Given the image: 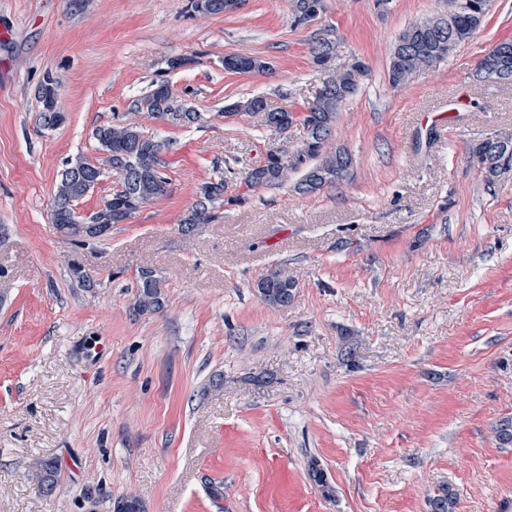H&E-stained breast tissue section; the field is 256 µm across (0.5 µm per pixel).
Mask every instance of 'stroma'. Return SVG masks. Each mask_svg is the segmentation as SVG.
Listing matches in <instances>:
<instances>
[{"instance_id": "obj_1", "label": "stroma", "mask_w": 512, "mask_h": 512, "mask_svg": "<svg viewBox=\"0 0 512 512\" xmlns=\"http://www.w3.org/2000/svg\"><path fill=\"white\" fill-rule=\"evenodd\" d=\"M325 4L297 26L291 0L220 15L191 0H0V512H112L123 495L146 512H429L446 486L455 512H512V448L491 432L512 416V172L487 180L472 158L483 137L512 138V85L472 77L512 40V0H490L471 40L402 88L387 73L399 34L450 0ZM325 28L341 61L365 65L331 136L351 178L312 196L294 192L297 170L247 188L305 129L227 109L261 96L305 112ZM229 54L271 71L228 72ZM47 79L64 116L52 129ZM161 81L201 125L132 110ZM118 119L166 142L170 192L73 244L50 221L58 175L97 162L93 131ZM216 176L220 219L183 236ZM138 266L165 277L162 313L132 314ZM277 266L299 282L285 308L256 288Z\"/></svg>"}]
</instances>
